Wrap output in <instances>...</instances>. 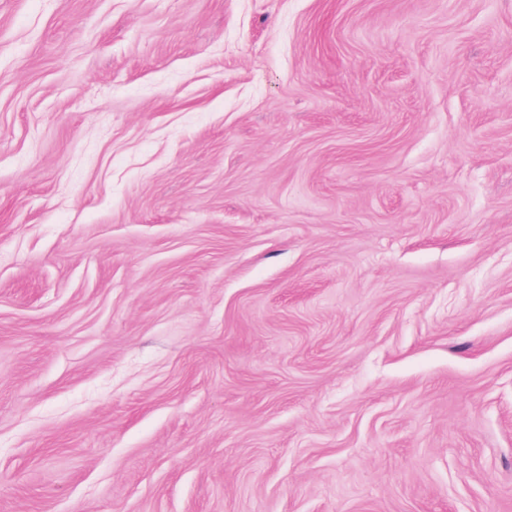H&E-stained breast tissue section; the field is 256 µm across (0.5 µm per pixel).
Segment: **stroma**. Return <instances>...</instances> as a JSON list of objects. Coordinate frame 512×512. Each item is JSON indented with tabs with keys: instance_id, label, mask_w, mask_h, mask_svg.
<instances>
[{
	"instance_id": "obj_1",
	"label": "stroma",
	"mask_w": 512,
	"mask_h": 512,
	"mask_svg": "<svg viewBox=\"0 0 512 512\" xmlns=\"http://www.w3.org/2000/svg\"><path fill=\"white\" fill-rule=\"evenodd\" d=\"M0 512H512V0H0Z\"/></svg>"
}]
</instances>
